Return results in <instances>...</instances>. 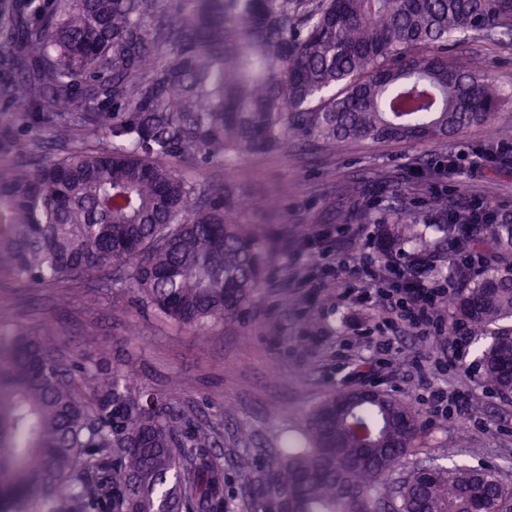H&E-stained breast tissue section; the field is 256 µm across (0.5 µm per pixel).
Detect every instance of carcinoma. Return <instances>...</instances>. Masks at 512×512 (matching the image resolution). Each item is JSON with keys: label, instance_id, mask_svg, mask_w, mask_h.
<instances>
[{"label": "carcinoma", "instance_id": "carcinoma-1", "mask_svg": "<svg viewBox=\"0 0 512 512\" xmlns=\"http://www.w3.org/2000/svg\"><path fill=\"white\" fill-rule=\"evenodd\" d=\"M512 37V0H0V275L63 283L93 301L122 288L162 324L205 331L236 319L262 288L271 252L242 220L214 164L288 142L446 141L492 125L498 88L448 64V41ZM69 131L100 135L58 158L24 147ZM386 224L387 247L435 244ZM449 302L488 336L483 380L512 393V224L446 225ZM464 241L475 262L454 255ZM314 409L262 475L284 512H512L489 467H415L419 412L383 394ZM127 373L78 363L43 335L0 360V512H224L212 432Z\"/></svg>", "mask_w": 512, "mask_h": 512}]
</instances>
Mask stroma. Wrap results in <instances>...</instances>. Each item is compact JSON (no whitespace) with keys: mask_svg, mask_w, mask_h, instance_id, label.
Wrapping results in <instances>:
<instances>
[{"mask_svg":"<svg viewBox=\"0 0 512 512\" xmlns=\"http://www.w3.org/2000/svg\"><path fill=\"white\" fill-rule=\"evenodd\" d=\"M448 56L460 67L481 65L501 90L495 127L473 126L444 144L349 140L324 149L293 143L229 169L202 170V179L232 184L242 197L277 202L276 209L244 215L271 236L275 256L258 300L239 319L200 335L160 325L129 294L91 306L76 288H34L2 278L0 339L40 328L76 358L131 365L149 391L169 393L193 425L215 432L208 458L224 471L227 512H249L256 476L324 398L362 386L379 387L420 410L425 436L405 468L453 461L496 468L511 482L512 396L484 383L480 341L465 334L449 338L455 311L443 325L400 332L369 304L345 297L357 276L356 258L333 270L328 260L310 267L301 257L307 233L341 227L362 198L370 201L372 217L351 226L375 253L382 225L404 222L434 234L437 255L446 256L440 216L428 206L433 196L452 207L490 201L497 218L512 224V167H470L477 150L512 153V140L493 133L512 126V38L461 35ZM447 162L451 174L428 178ZM310 276L326 277L334 290L307 287ZM380 338L392 341L390 354L376 353ZM434 388L453 395L445 414L430 410ZM241 453L253 461L250 474L235 464Z\"/></svg>","mask_w":512,"mask_h":512,"instance_id":"1","label":"stroma"}]
</instances>
